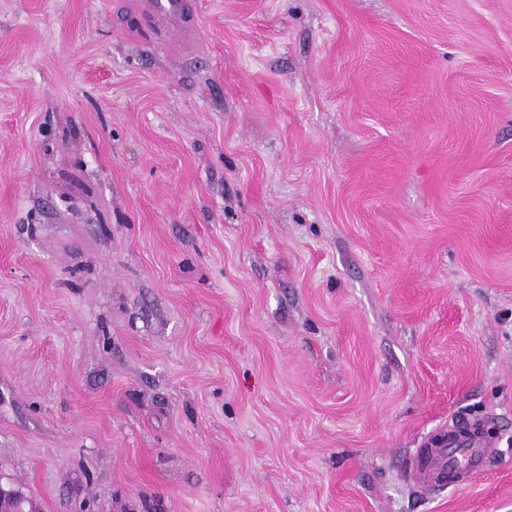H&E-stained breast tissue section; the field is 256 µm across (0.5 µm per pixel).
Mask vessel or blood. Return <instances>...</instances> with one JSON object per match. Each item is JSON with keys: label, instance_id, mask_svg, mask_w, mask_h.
Returning <instances> with one entry per match:
<instances>
[{"label": "vessel or blood", "instance_id": "vessel-or-blood-1", "mask_svg": "<svg viewBox=\"0 0 512 512\" xmlns=\"http://www.w3.org/2000/svg\"><path fill=\"white\" fill-rule=\"evenodd\" d=\"M149 10L162 25L176 32L186 30L193 14L191 0H150ZM494 448L476 421L459 423L445 439L430 441L420 449L409 477L419 487H463L482 471Z\"/></svg>", "mask_w": 512, "mask_h": 512}]
</instances>
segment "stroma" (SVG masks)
<instances>
[{
	"label": "stroma",
	"mask_w": 512,
	"mask_h": 512,
	"mask_svg": "<svg viewBox=\"0 0 512 512\" xmlns=\"http://www.w3.org/2000/svg\"><path fill=\"white\" fill-rule=\"evenodd\" d=\"M148 2L0 0V487L512 512V0ZM149 10L165 28L182 33L193 15V4L189 0H152ZM478 421L459 423L443 440L434 439L419 449L409 477L419 487H464L482 471L494 454Z\"/></svg>",
	"instance_id": "stroma-1"
}]
</instances>
